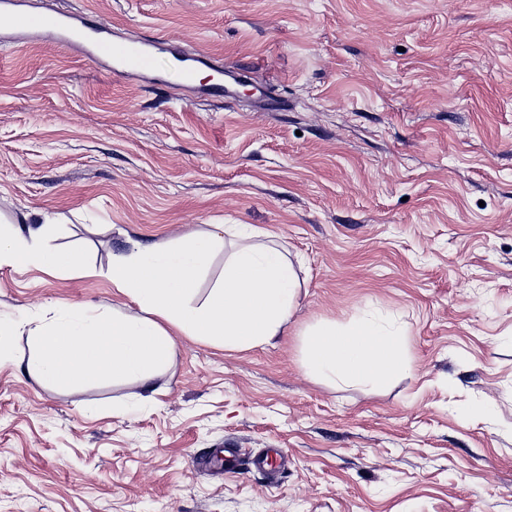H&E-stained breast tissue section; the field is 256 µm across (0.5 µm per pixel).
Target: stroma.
I'll list each match as a JSON object with an SVG mask.
<instances>
[{
    "label": "stroma",
    "instance_id": "obj_1",
    "mask_svg": "<svg viewBox=\"0 0 512 512\" xmlns=\"http://www.w3.org/2000/svg\"><path fill=\"white\" fill-rule=\"evenodd\" d=\"M118 39L253 67L230 100L168 54L131 81L0 18V225L39 215L88 271L0 266V317L128 308L131 241L249 224L284 246L282 336H186L153 400L55 389L0 359V512H512V0H30ZM401 327L414 372L311 378L299 335L362 311ZM283 455L224 470V449ZM173 69L184 85H193L201 66H209V59L201 53H188L178 48L167 49Z\"/></svg>",
    "mask_w": 512,
    "mask_h": 512
}]
</instances>
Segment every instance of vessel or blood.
Masks as SVG:
<instances>
[{"label": "vessel or blood", "instance_id": "obj_1", "mask_svg": "<svg viewBox=\"0 0 512 512\" xmlns=\"http://www.w3.org/2000/svg\"><path fill=\"white\" fill-rule=\"evenodd\" d=\"M0 16L7 18L15 34L34 41L53 37L58 46L78 45L92 62L110 66L133 79L151 77L156 69L160 45L147 38L114 40L102 27L86 28L82 16L63 11H32L25 9L24 0H0ZM171 64L183 84H194L196 73L209 60L201 53H188L178 48L169 51Z\"/></svg>", "mask_w": 512, "mask_h": 512}]
</instances>
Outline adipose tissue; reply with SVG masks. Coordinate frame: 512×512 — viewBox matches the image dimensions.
Instances as JSON below:
<instances>
[{
    "instance_id": "1",
    "label": "adipose tissue",
    "mask_w": 512,
    "mask_h": 512,
    "mask_svg": "<svg viewBox=\"0 0 512 512\" xmlns=\"http://www.w3.org/2000/svg\"><path fill=\"white\" fill-rule=\"evenodd\" d=\"M53 218L0 233V266L25 265L67 273L83 254L51 246ZM229 246L224 273L204 300L199 275L216 247ZM112 282L136 310L107 313L67 303L0 320V338L26 336L20 360L40 383L67 388L103 378L137 385L152 399L154 379L170 364L176 335L196 336L224 349L250 350L279 336L294 311L300 283L292 262L248 224H217L164 243L132 241L112 259ZM303 365L313 377L343 384L388 386L412 370L401 328L371 315L339 324L321 320L300 334Z\"/></svg>"
}]
</instances>
